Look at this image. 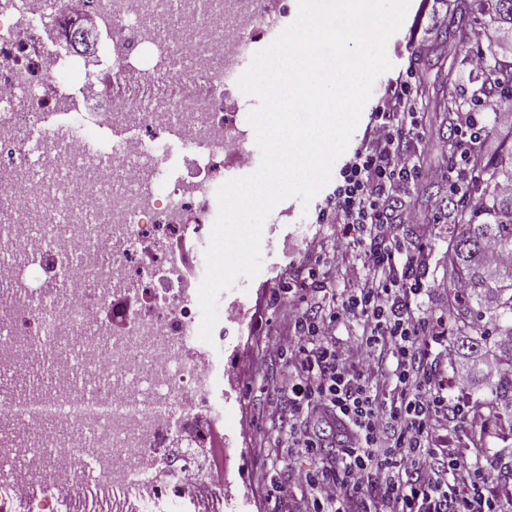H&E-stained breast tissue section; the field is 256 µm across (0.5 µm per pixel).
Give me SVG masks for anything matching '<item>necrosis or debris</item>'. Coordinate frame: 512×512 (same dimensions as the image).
<instances>
[{
    "instance_id": "obj_1",
    "label": "necrosis or debris",
    "mask_w": 512,
    "mask_h": 512,
    "mask_svg": "<svg viewBox=\"0 0 512 512\" xmlns=\"http://www.w3.org/2000/svg\"><path fill=\"white\" fill-rule=\"evenodd\" d=\"M142 2L83 0L112 39L82 82L104 120L141 134L95 164L74 138L61 167L47 160L48 137L27 132L63 99L74 62L45 47L69 38L60 0H0V500L20 512H81L94 486L111 490L118 512H215L224 500L200 454L222 416L215 364L188 334L202 320L204 272L184 269L175 246L209 243L224 154L244 146L238 113L224 109L237 88L224 47L253 32L233 0H161L182 15L161 35ZM174 56L197 80L166 69ZM132 79L172 90L139 103L113 92ZM174 123L209 145L198 180L168 173L160 136ZM108 311L120 332L104 326ZM44 336L52 387L18 396Z\"/></svg>"
}]
</instances>
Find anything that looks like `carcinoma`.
<instances>
[{
	"label": "carcinoma",
	"mask_w": 512,
	"mask_h": 512,
	"mask_svg": "<svg viewBox=\"0 0 512 512\" xmlns=\"http://www.w3.org/2000/svg\"><path fill=\"white\" fill-rule=\"evenodd\" d=\"M455 13L470 17V24L450 21L446 39L467 45L471 29L485 23L512 24V0H457ZM484 84L495 88L504 99L512 98V74L503 73L498 59H488ZM469 168L473 182L482 187L483 208L471 212L456 205L454 221L464 226L461 234L448 241V271L454 286L463 285L461 293L448 291V313L454 328L450 343L457 351L475 355L487 344H493L501 361L512 367V266H492L484 257L487 243L512 254V194L500 191L502 184L512 182V146L505 154L486 157L480 152L470 156ZM492 321V331H477L479 323ZM511 340L504 341L502 337ZM490 404L512 407V374L498 377L491 383Z\"/></svg>",
	"instance_id": "1"
}]
</instances>
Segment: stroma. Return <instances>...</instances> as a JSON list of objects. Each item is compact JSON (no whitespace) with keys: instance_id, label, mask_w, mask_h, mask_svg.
Returning a JSON list of instances; mask_svg holds the SVG:
<instances>
[{"instance_id":"1","label":"stroma","mask_w":512,"mask_h":512,"mask_svg":"<svg viewBox=\"0 0 512 512\" xmlns=\"http://www.w3.org/2000/svg\"><path fill=\"white\" fill-rule=\"evenodd\" d=\"M421 10L419 0H414L400 29L389 39L387 55L392 67L376 79L373 91L383 92L399 72L410 66L415 68L417 82L425 93L421 109L425 147L421 162L439 167L444 160L435 146L448 137L449 126L438 104L451 95L469 100L481 78L470 74L466 65L468 56L476 50L475 45L455 48L435 40L429 20L422 16ZM65 11L73 24L89 28L87 46L75 53L80 70L94 65L101 48L110 42L111 31L99 25L90 26L77 0H69ZM80 70L73 73L69 95L60 109L82 114L90 134L99 137L102 149H110L112 139L102 123L103 105L87 100ZM447 192L444 183H417L408 201L426 213V223L398 224L393 229L395 241L410 249L424 247L428 254L424 277L428 292L422 298V306L432 320L448 313L450 279L445 251L449 239L461 231L460 225L449 223L447 214L429 211L430 197ZM329 194V189H322L306 206L296 198L279 203L263 227L260 273L251 279L239 277L233 289L218 297V309L231 307L238 315L228 339L217 351L223 360V372L215 396L224 410V418L216 427V440L224 449V469L213 472L212 479L224 485V512H296L301 490L288 482L289 470L314 468L339 446L340 436L333 423L303 416L297 422L298 428L323 439L324 447L319 455L291 454L277 447V428L270 412L281 401L275 381L287 370L288 362L271 358L265 352L266 343L277 338L286 326L283 309L288 303V284L303 279L308 269L315 266L324 288L338 294L344 284L335 266L336 256L356 264L361 261V247L340 246L335 225L316 221ZM318 237L327 244L326 254L319 262L308 256L305 245L306 240ZM458 395L469 409L480 415L482 429L477 432L470 425H460L450 436L449 447H466L478 435L486 458L501 468L512 466V423L507 420L512 413L504 409L499 418H490L489 386L482 375H473Z\"/></svg>"}]
</instances>
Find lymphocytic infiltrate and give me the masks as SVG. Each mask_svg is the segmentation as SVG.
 <instances>
[{
  "label": "lymphocytic infiltrate",
  "mask_w": 512,
  "mask_h": 512,
  "mask_svg": "<svg viewBox=\"0 0 512 512\" xmlns=\"http://www.w3.org/2000/svg\"><path fill=\"white\" fill-rule=\"evenodd\" d=\"M420 96L414 69L399 73L374 104L360 144L339 170L318 216L364 248L362 265H344L346 284L326 307L288 302L289 335L266 344L270 357L289 356L291 373L277 387L284 404L277 413L278 447L316 454L322 442L300 431L307 413L329 418L342 436L334 458L319 468L292 470L289 479L308 491L303 512H500L504 498L495 468L451 448L447 436L465 410L448 374L457 352L431 325L421 298L425 252L385 247L392 223L420 224L414 206L390 214L418 178L444 181L450 194L471 209L482 206L470 190L468 152L485 134L477 113L512 120V107L490 92L477 96V113L454 116L457 151L445 168L424 169ZM352 326L356 345L338 348L339 325Z\"/></svg>",
  "instance_id": "obj_1"
}]
</instances>
